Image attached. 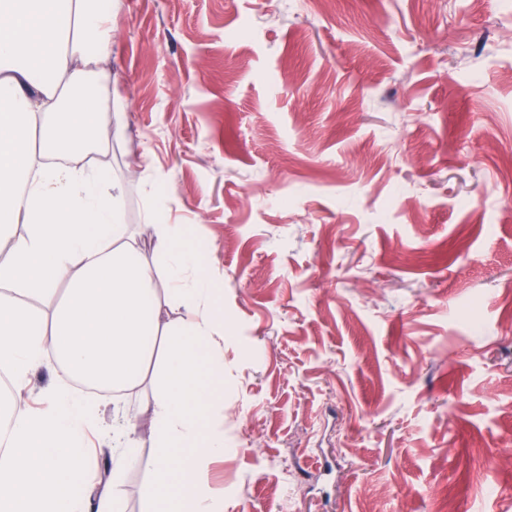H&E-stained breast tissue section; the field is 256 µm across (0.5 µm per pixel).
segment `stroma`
Instances as JSON below:
<instances>
[{
    "label": "stroma",
    "mask_w": 512,
    "mask_h": 512,
    "mask_svg": "<svg viewBox=\"0 0 512 512\" xmlns=\"http://www.w3.org/2000/svg\"><path fill=\"white\" fill-rule=\"evenodd\" d=\"M121 221L205 239L224 512H512V5L98 0ZM92 439L111 482L115 406ZM116 489L150 512L149 422Z\"/></svg>",
    "instance_id": "35a3bbf8"
}]
</instances>
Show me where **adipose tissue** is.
<instances>
[{"instance_id":"ef3b65f1","label":"adipose tissue","mask_w":512,"mask_h":512,"mask_svg":"<svg viewBox=\"0 0 512 512\" xmlns=\"http://www.w3.org/2000/svg\"><path fill=\"white\" fill-rule=\"evenodd\" d=\"M111 43L95 0H0V371L20 386L44 363L56 366L44 410L13 398L0 406V512H119L113 486L134 461L138 418L116 410L123 450L103 483L79 448L95 408L71 383L133 387L154 365L146 493L156 512L186 501L221 512L204 469L224 453V425L204 417L200 370L224 367V317L212 310L203 259L173 225H154L183 310L164 319L153 267L119 222L109 175L86 160L125 128L122 104L91 69Z\"/></svg>"}]
</instances>
